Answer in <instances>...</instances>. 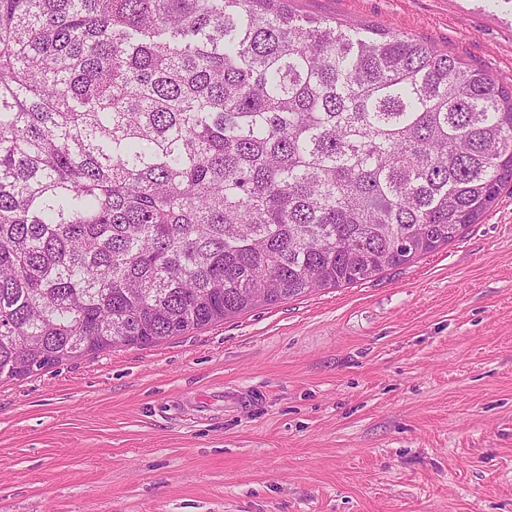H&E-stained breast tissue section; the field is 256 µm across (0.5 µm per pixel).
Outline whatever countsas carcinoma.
Returning <instances> with one entry per match:
<instances>
[{"mask_svg":"<svg viewBox=\"0 0 512 512\" xmlns=\"http://www.w3.org/2000/svg\"><path fill=\"white\" fill-rule=\"evenodd\" d=\"M512 88L290 0H0V381L448 244Z\"/></svg>","mask_w":512,"mask_h":512,"instance_id":"carcinoma-1","label":"carcinoma"}]
</instances>
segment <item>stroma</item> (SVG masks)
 I'll return each instance as SVG.
<instances>
[{
    "mask_svg": "<svg viewBox=\"0 0 512 512\" xmlns=\"http://www.w3.org/2000/svg\"><path fill=\"white\" fill-rule=\"evenodd\" d=\"M292 5L512 86V8ZM0 512H512V185L370 280L0 382Z\"/></svg>",
    "mask_w": 512,
    "mask_h": 512,
    "instance_id": "stroma-1",
    "label": "stroma"
}]
</instances>
